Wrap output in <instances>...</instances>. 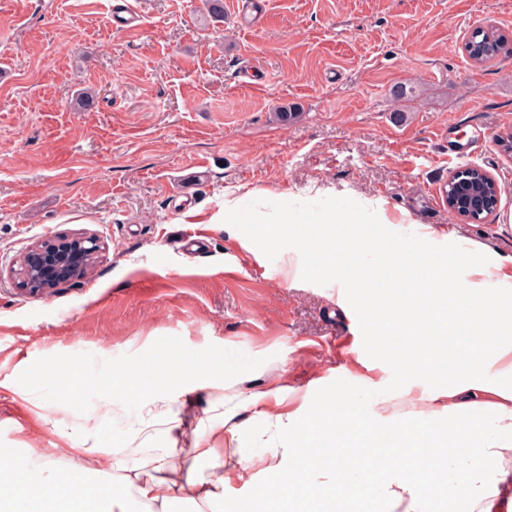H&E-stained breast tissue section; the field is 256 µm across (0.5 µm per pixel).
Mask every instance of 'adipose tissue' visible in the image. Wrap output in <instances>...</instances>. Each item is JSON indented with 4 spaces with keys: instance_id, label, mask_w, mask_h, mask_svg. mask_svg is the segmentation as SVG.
<instances>
[{
    "instance_id": "obj_1",
    "label": "adipose tissue",
    "mask_w": 512,
    "mask_h": 512,
    "mask_svg": "<svg viewBox=\"0 0 512 512\" xmlns=\"http://www.w3.org/2000/svg\"><path fill=\"white\" fill-rule=\"evenodd\" d=\"M320 227L298 243L318 260L322 272L343 271L367 303L380 307L393 326L382 354L404 365V382L383 389L369 382L319 395L304 394L301 406L286 404L285 388L239 390L217 379L223 361L187 359L177 348L150 364L83 361V378L100 389L104 405L123 410L131 437L106 439L107 422L94 411L81 415V441L67 460L35 449L0 459V512H240L231 494L248 470L249 454L234 462L220 448L196 446L192 461L177 462V441L188 427L194 391L211 390L212 407L221 413L224 441H251L275 457L262 478L301 469L304 478L281 497L288 512H512V274L491 278L477 251L464 259L474 282L457 286L448 266L426 247L421 225L399 226L379 248L380 259L362 264L367 238H336L339 215L324 213ZM397 266H389L388 256ZM462 308L466 320L440 323L430 310ZM16 375L0 381L24 399L57 406L72 379L22 359ZM342 411L334 437L315 447L302 415ZM454 423L455 439L436 454L425 440L443 422ZM213 463L216 472L199 477L196 461ZM443 474L444 498L431 499L427 483L413 475ZM75 483L59 485L60 471Z\"/></svg>"
}]
</instances>
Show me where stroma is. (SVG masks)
Instances as JSON below:
<instances>
[{
    "label": "stroma",
    "mask_w": 512,
    "mask_h": 512,
    "mask_svg": "<svg viewBox=\"0 0 512 512\" xmlns=\"http://www.w3.org/2000/svg\"><path fill=\"white\" fill-rule=\"evenodd\" d=\"M142 26L113 28L109 0H0V380L22 356L51 369L86 355L154 360L170 344L189 357L232 352L245 386L346 383L364 360L365 328L342 275L318 274L308 252L243 247L253 214L294 219L338 206L377 240L399 224L429 226L459 282L480 249L512 273V39L491 63L465 44L488 25L512 35V0H265V23L242 26L233 0L206 21L203 0H134ZM253 69L258 84L242 83ZM404 85L411 95L393 96ZM86 88L94 108L77 109ZM299 114L288 125L277 107ZM404 113L396 121L395 113ZM474 151L448 156L449 138ZM477 166L500 188L496 210L461 220L441 183ZM207 177L188 175L196 169ZM255 189L263 198L252 197ZM238 224H215L225 196ZM92 237L96 261L49 291L21 286L37 244ZM53 415L0 387V449L66 459L75 438L47 431ZM219 413L196 393L180 459L212 437Z\"/></svg>",
    "instance_id": "obj_1"
}]
</instances>
